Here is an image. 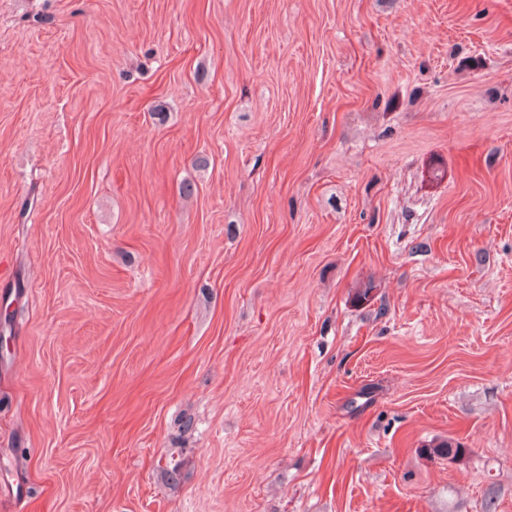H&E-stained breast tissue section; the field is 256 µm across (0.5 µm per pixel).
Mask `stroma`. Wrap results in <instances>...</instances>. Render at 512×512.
Wrapping results in <instances>:
<instances>
[{
	"instance_id": "stroma-1",
	"label": "stroma",
	"mask_w": 512,
	"mask_h": 512,
	"mask_svg": "<svg viewBox=\"0 0 512 512\" xmlns=\"http://www.w3.org/2000/svg\"><path fill=\"white\" fill-rule=\"evenodd\" d=\"M0 265V512H512V0H0Z\"/></svg>"
}]
</instances>
